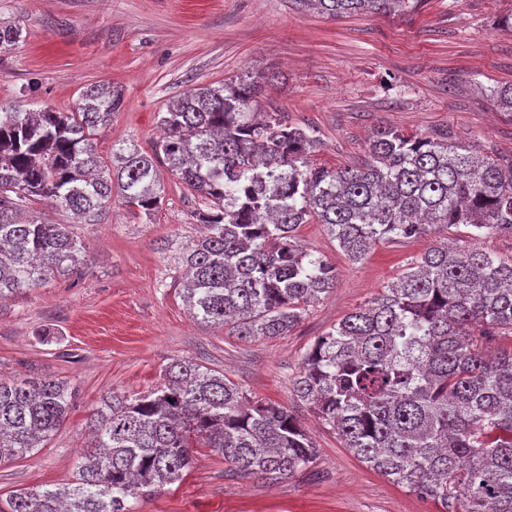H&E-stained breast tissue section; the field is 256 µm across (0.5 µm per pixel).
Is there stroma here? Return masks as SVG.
Here are the masks:
<instances>
[{
  "instance_id": "obj_1",
  "label": "stroma",
  "mask_w": 512,
  "mask_h": 512,
  "mask_svg": "<svg viewBox=\"0 0 512 512\" xmlns=\"http://www.w3.org/2000/svg\"><path fill=\"white\" fill-rule=\"evenodd\" d=\"M512 0H421L413 9L336 19L292 0H0V27L20 29L0 52V104L72 111L83 90L122 94L94 143L111 159L124 141L151 152L170 98L262 71V107L314 130L310 166L364 158L376 126L451 136L512 154V112L496 91L512 84ZM164 201L151 218L121 201L79 225L81 272L54 276L0 302V377L52 375L76 391L61 429L26 458L0 464V500L14 490L73 479L91 441L87 421L111 392L154 388L172 360L223 373L251 400L296 410L317 448L311 469L264 481L227 476L223 457L195 449L182 482L139 500L135 512H436L432 502L357 459L296 398L306 350L430 246L449 242L512 256V236L474 237L465 225L378 243L351 261L311 220L300 245L336 269V286L286 336L241 340L194 320L182 298L179 254L199 236L194 193L162 172ZM51 331L43 339V331Z\"/></svg>"
}]
</instances>
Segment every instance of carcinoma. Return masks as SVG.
Returning <instances> with one entry per match:
<instances>
[{"label":"carcinoma","mask_w":512,"mask_h":512,"mask_svg":"<svg viewBox=\"0 0 512 512\" xmlns=\"http://www.w3.org/2000/svg\"><path fill=\"white\" fill-rule=\"evenodd\" d=\"M297 2L335 18L421 0ZM265 82L248 75L172 97L164 139L150 153L121 143L109 166L94 135L120 108L114 87L87 88L71 112L0 105V301L84 264L74 225L23 217L25 205L45 197L89 224L115 196L150 217L161 162L203 205L205 232L180 257L183 300L193 318L242 339L290 334L336 286V269L296 241L311 219L355 261L438 224L512 235V156L378 128L360 162L312 168L319 139L261 111ZM501 336L512 337V259L435 246L307 349L293 391L344 447L437 512H512V350L489 353ZM161 379L102 400L88 422L97 451L74 480L12 492L0 512H134L130 500L181 480L198 447L261 480L316 462L286 407L252 402L188 359ZM73 403L49 375L0 378V462L50 440Z\"/></svg>","instance_id":"carcinoma-1"}]
</instances>
